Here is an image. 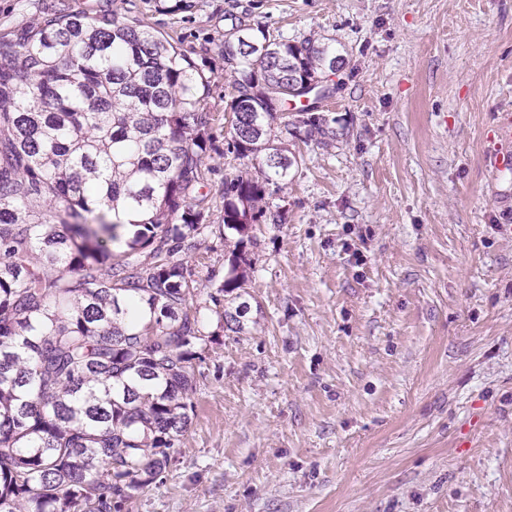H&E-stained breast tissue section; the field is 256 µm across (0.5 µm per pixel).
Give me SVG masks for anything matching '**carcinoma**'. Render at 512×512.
I'll list each match as a JSON object with an SVG mask.
<instances>
[{"label":"carcinoma","mask_w":512,"mask_h":512,"mask_svg":"<svg viewBox=\"0 0 512 512\" xmlns=\"http://www.w3.org/2000/svg\"><path fill=\"white\" fill-rule=\"evenodd\" d=\"M224 227L280 223L264 202L297 158L271 138L288 89L345 64L314 38H237ZM197 64L108 14L59 9L0 35V512H123L180 452L195 368L218 333L187 256L208 235L213 136ZM307 135L335 136L298 109ZM246 259L210 295L242 288ZM248 302L219 317L244 330Z\"/></svg>","instance_id":"carcinoma-1"}]
</instances>
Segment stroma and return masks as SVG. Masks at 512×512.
<instances>
[{
	"label": "stroma",
	"mask_w": 512,
	"mask_h": 512,
	"mask_svg": "<svg viewBox=\"0 0 512 512\" xmlns=\"http://www.w3.org/2000/svg\"><path fill=\"white\" fill-rule=\"evenodd\" d=\"M113 11L172 41L208 80L218 196L227 34L328 38L346 64L318 103L333 138L266 187L277 224L245 242L246 329L196 373L180 453L124 512H512V171L490 169L512 113V0H0V33L61 7ZM192 256L220 284V212Z\"/></svg>",
	"instance_id": "obj_1"
}]
</instances>
